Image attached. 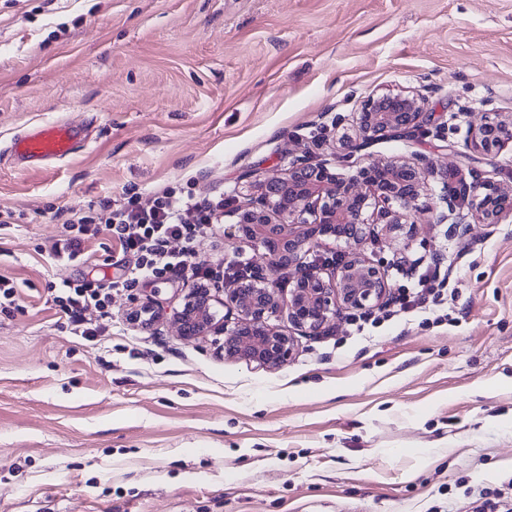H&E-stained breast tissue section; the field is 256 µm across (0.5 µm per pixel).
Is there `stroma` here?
Wrapping results in <instances>:
<instances>
[{
	"label": "stroma",
	"instance_id": "1",
	"mask_svg": "<svg viewBox=\"0 0 512 512\" xmlns=\"http://www.w3.org/2000/svg\"><path fill=\"white\" fill-rule=\"evenodd\" d=\"M421 93L426 132L373 141L368 163L426 155L438 172L412 233L374 227L363 251L392 288L440 255L445 304L302 336L282 367L220 355L170 320L192 282L112 292L87 341L52 306L62 281L114 278L115 242L86 262L46 255L71 212L107 196L151 205L175 188L223 196L199 248L225 257L249 173L297 159L342 170L332 143L370 96ZM512 115V0H0V512H467L512 480V218L468 232L432 209L447 171L512 179V143L471 150L472 127ZM46 122L87 136L32 165L12 140ZM151 303L149 328L128 320Z\"/></svg>",
	"mask_w": 512,
	"mask_h": 512
}]
</instances>
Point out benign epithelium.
Here are the masks:
<instances>
[{
  "instance_id": "obj_1",
  "label": "benign epithelium",
  "mask_w": 512,
  "mask_h": 512,
  "mask_svg": "<svg viewBox=\"0 0 512 512\" xmlns=\"http://www.w3.org/2000/svg\"><path fill=\"white\" fill-rule=\"evenodd\" d=\"M424 116L415 95L370 97L357 114L356 136L342 140L343 149L358 152L380 137L418 131L426 125ZM509 142L512 115L485 120L473 131L470 145L490 156ZM434 174V163L425 157L373 161L349 175L303 159L286 173L257 178L260 194L237 211L230 237L246 239L261 250L268 275L228 289L224 308L235 315L231 328L217 318L212 289H189L183 307L173 315L179 334L191 339L222 335L225 357L274 370L294 349L293 336L270 323L282 307H287L292 327L311 336L323 332L343 310L365 312L383 305L392 288L386 269L362 252L369 226L407 223ZM370 208L376 211L374 219L368 215ZM436 210L439 224L450 218L465 224L470 216L481 224H498L512 216V181L474 179L453 192L445 186ZM330 237L344 241L349 249L327 275L305 259ZM285 269L286 301L280 288Z\"/></svg>"
}]
</instances>
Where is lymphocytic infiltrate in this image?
I'll return each instance as SVG.
<instances>
[{
    "mask_svg": "<svg viewBox=\"0 0 512 512\" xmlns=\"http://www.w3.org/2000/svg\"><path fill=\"white\" fill-rule=\"evenodd\" d=\"M223 217V197L201 198L172 189L157 195L148 208L103 198L74 212L66 233L48 252V261L86 258V237L96 227L107 231L123 260L117 281L63 282L54 298L60 320L90 341L105 331L114 286L187 271L200 286H207L210 272L198 262V248L211 225L221 223Z\"/></svg>",
    "mask_w": 512,
    "mask_h": 512,
    "instance_id": "f902f5d3",
    "label": "lymphocytic infiltrate"
}]
</instances>
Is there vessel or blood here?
<instances>
[{"mask_svg":"<svg viewBox=\"0 0 512 512\" xmlns=\"http://www.w3.org/2000/svg\"><path fill=\"white\" fill-rule=\"evenodd\" d=\"M78 139V128L62 122H52L18 135L10 146V152L23 161L56 160L72 154Z\"/></svg>","mask_w":512,"mask_h":512,"instance_id":"b4317fda","label":"vessel or blood"}]
</instances>
